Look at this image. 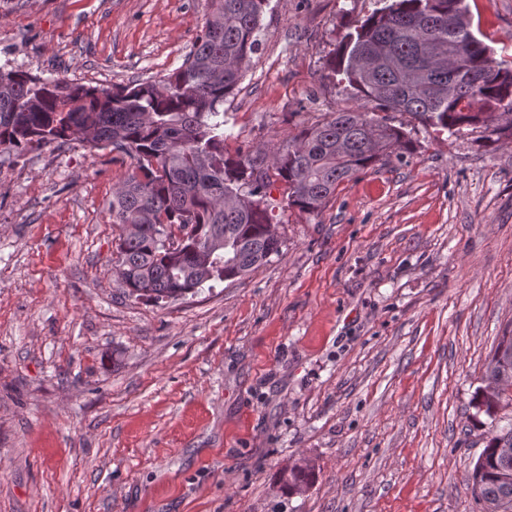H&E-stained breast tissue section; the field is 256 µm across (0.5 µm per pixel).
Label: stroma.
Listing matches in <instances>:
<instances>
[{"mask_svg":"<svg viewBox=\"0 0 512 512\" xmlns=\"http://www.w3.org/2000/svg\"><path fill=\"white\" fill-rule=\"evenodd\" d=\"M512 65V0H465ZM379 0H269L224 103L229 153L372 110L328 60ZM205 0H0V65L87 85L180 67ZM413 143L288 210L279 255L183 299L129 297L112 191L77 143L0 153V512H482L475 406L512 325V141L404 112ZM316 477L287 494L281 469Z\"/></svg>","mask_w":512,"mask_h":512,"instance_id":"stroma-1","label":"stroma"}]
</instances>
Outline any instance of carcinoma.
Returning a JSON list of instances; mask_svg holds the SVG:
<instances>
[{
  "label": "carcinoma",
  "instance_id": "cac0c4a2",
  "mask_svg": "<svg viewBox=\"0 0 512 512\" xmlns=\"http://www.w3.org/2000/svg\"><path fill=\"white\" fill-rule=\"evenodd\" d=\"M267 0H210L201 33L172 73L87 86L0 66V151L78 142L112 147L134 170L112 192L119 228L116 274L154 304L233 281L281 252L278 209L317 214L357 172L411 152L402 128L373 112L333 113L273 150L230 154L224 100L260 45ZM331 69L381 111L407 112L450 133L512 139V67L472 31L464 0H384L350 20ZM456 57L448 58V46ZM282 190V198L271 196ZM479 408L493 418L512 401V329L486 363ZM512 426L492 436L471 473L484 512L511 504ZM315 478L298 461L280 474L288 492Z\"/></svg>",
  "mask_w": 512,
  "mask_h": 512
}]
</instances>
